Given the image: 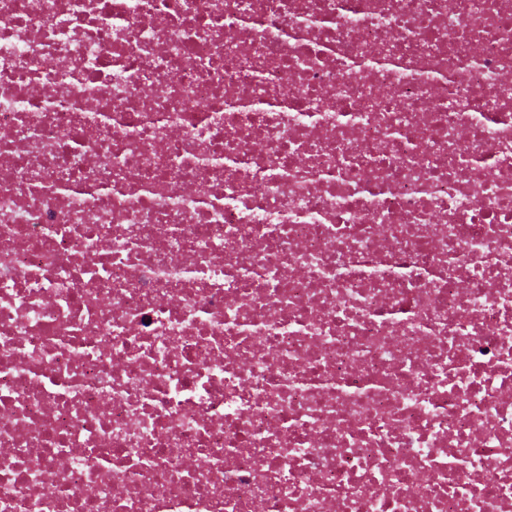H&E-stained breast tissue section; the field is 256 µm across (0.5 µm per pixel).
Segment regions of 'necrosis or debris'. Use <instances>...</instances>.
Returning <instances> with one entry per match:
<instances>
[{
	"instance_id": "obj_1",
	"label": "necrosis or debris",
	"mask_w": 512,
	"mask_h": 512,
	"mask_svg": "<svg viewBox=\"0 0 512 512\" xmlns=\"http://www.w3.org/2000/svg\"><path fill=\"white\" fill-rule=\"evenodd\" d=\"M511 73L512 0H0V512H512Z\"/></svg>"
}]
</instances>
